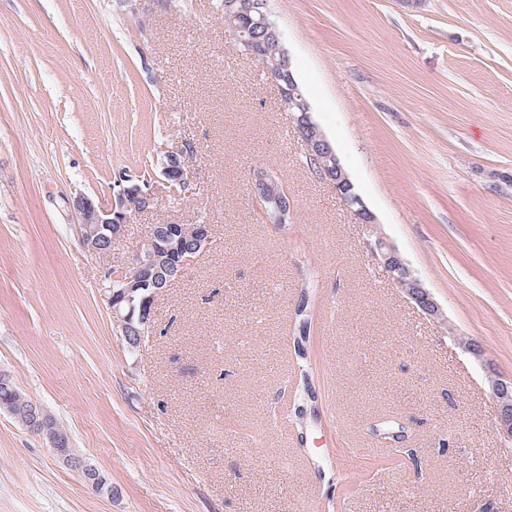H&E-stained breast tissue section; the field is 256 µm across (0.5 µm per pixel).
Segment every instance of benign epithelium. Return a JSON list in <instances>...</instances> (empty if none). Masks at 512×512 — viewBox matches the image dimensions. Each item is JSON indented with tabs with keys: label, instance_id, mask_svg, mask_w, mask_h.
<instances>
[{
	"label": "benign epithelium",
	"instance_id": "1",
	"mask_svg": "<svg viewBox=\"0 0 512 512\" xmlns=\"http://www.w3.org/2000/svg\"><path fill=\"white\" fill-rule=\"evenodd\" d=\"M224 10V25L235 36L243 55L251 56L254 40L239 34L234 21L238 12L249 10L258 15L255 21L257 28L265 33H272L276 50L282 58L289 59L288 49L278 26L271 18L267 3L263 0H227ZM270 79L280 96H291L298 92L297 80L290 71L286 72L278 67ZM295 106L300 114L288 112L289 122L298 128L305 150L316 161L321 178L332 185L342 203L365 228L366 245L372 260L383 267L394 284H407L404 293L423 314L436 321L443 319L440 304L422 279L414 273L397 247L376 231V218L363 199L349 193L353 184L330 140L313 121L311 103L300 96L295 101ZM186 153V145L175 151L164 152L167 160L162 164L161 175L166 186L172 188L176 184H187L188 171L182 162ZM249 185L266 223L280 226L289 222L293 208L288 200V192L270 171L262 166L253 168L250 170ZM155 204L154 188L147 182L120 187L109 203L96 201L82 194L69 202L75 217L74 230L77 239L94 256L111 252L112 245L124 237L128 210L133 209L141 214L150 211ZM211 242L212 228L209 224L200 225L199 232L190 243L185 237L184 225L153 224L145 243L129 263L120 270H109L105 273L104 297L112 313L114 325L121 328L130 350H137L142 336L152 331V308L156 296L164 292L183 268L204 253ZM488 386L495 403V430L512 441V376L493 373L488 377ZM11 415L19 425L48 439L53 450L66 462L81 468L92 489L112 494V487L106 485L99 472L82 462L69 448L66 433L57 427L51 414L27 403L16 407Z\"/></svg>",
	"mask_w": 512,
	"mask_h": 512
}]
</instances>
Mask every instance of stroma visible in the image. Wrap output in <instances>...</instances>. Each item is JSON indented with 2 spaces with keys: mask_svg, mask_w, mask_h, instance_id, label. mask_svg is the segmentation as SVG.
I'll list each match as a JSON object with an SVG mask.
<instances>
[{
  "mask_svg": "<svg viewBox=\"0 0 512 512\" xmlns=\"http://www.w3.org/2000/svg\"><path fill=\"white\" fill-rule=\"evenodd\" d=\"M313 117L382 231L443 309L426 317L242 56L221 0H0V371L111 485L96 493L0 412V512H512L491 372L512 374V0H270ZM158 189L112 252L69 208L114 179ZM294 206L264 223L252 167ZM153 224L214 242L130 351L99 288ZM313 285V416L285 380ZM483 349L482 360L458 338ZM388 417V449L365 432ZM188 151V144H186L175 151L167 150L164 152L167 160L162 164L161 175L163 177L162 181L166 186L174 188V184H179L182 187H185L187 184L188 171L185 164L182 162V159H184L183 157L188 153Z\"/></svg>",
  "mask_w": 512,
  "mask_h": 512,
  "instance_id": "1",
  "label": "stroma"
}]
</instances>
